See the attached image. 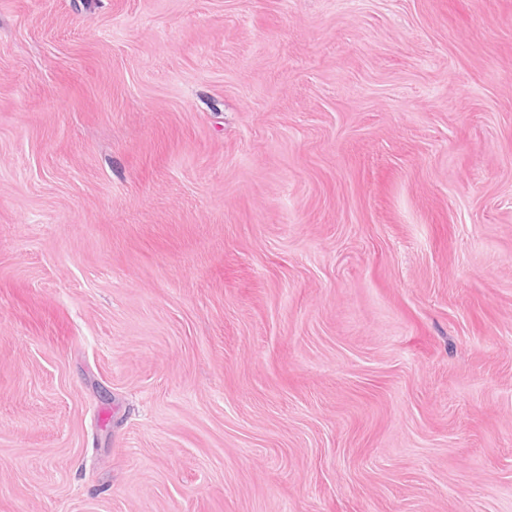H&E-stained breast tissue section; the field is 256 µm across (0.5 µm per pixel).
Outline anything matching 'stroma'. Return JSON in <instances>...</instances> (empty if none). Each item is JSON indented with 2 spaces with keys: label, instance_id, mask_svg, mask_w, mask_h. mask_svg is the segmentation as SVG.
<instances>
[{
  "label": "stroma",
  "instance_id": "obj_1",
  "mask_svg": "<svg viewBox=\"0 0 512 512\" xmlns=\"http://www.w3.org/2000/svg\"><path fill=\"white\" fill-rule=\"evenodd\" d=\"M0 512H512V0H0Z\"/></svg>",
  "mask_w": 512,
  "mask_h": 512
}]
</instances>
